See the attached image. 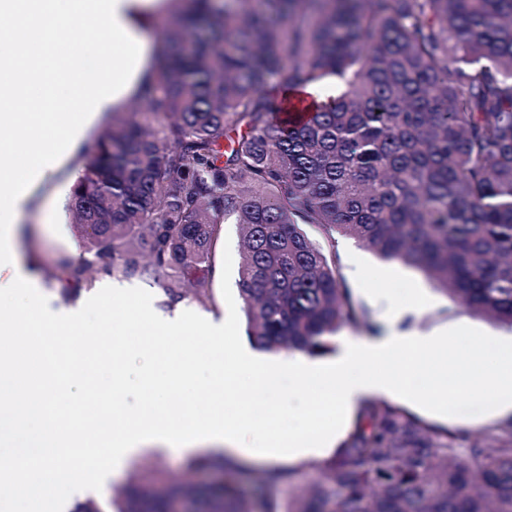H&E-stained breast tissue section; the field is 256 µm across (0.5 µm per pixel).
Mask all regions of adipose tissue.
<instances>
[{"label":"adipose tissue","mask_w":512,"mask_h":512,"mask_svg":"<svg viewBox=\"0 0 512 512\" xmlns=\"http://www.w3.org/2000/svg\"><path fill=\"white\" fill-rule=\"evenodd\" d=\"M159 0H0V128L8 138L1 151L21 160L0 171V303L15 313L0 315V512L38 502L72 512L88 494L102 493L148 448L191 453L229 449L252 455L268 449L269 459L297 465L330 442L312 428L270 434L263 425L229 421L219 407L237 400L246 372L270 389L288 378L302 390L323 388L334 408L350 412L376 395L411 397L424 384L437 401L449 387L494 399L500 416L512 415V348L490 346L495 371L474 374L468 353L447 334L430 338L388 332L357 341L344 339L329 364L303 357L268 359L243 343L225 345L233 330L224 320L190 319L182 305L155 312L131 289L114 282L107 289L81 291L70 303L53 304L41 294V279L23 256L21 222L64 161L76 157L88 126L121 99L138 91L151 75L147 14ZM89 40L75 52L61 49L59 27ZM121 309L138 327L136 340L107 331L98 343L60 337L47 311L59 321L79 322L97 306ZM214 348L213 381L202 386L212 408L180 424L167 411L171 394L193 387L199 356L167 342L184 335L186 323ZM139 344L153 352L145 367L146 398L141 415L123 419L118 399L127 383L129 350ZM110 378L100 394V372Z\"/></svg>","instance_id":"obj_1"}]
</instances>
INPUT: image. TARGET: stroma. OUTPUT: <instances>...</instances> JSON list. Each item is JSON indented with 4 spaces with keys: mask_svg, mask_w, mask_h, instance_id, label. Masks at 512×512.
Masks as SVG:
<instances>
[{
    "mask_svg": "<svg viewBox=\"0 0 512 512\" xmlns=\"http://www.w3.org/2000/svg\"><path fill=\"white\" fill-rule=\"evenodd\" d=\"M24 224L35 230L26 245V253L36 257L44 274V289L54 290L55 284L46 272L59 256L71 252L70 244L78 237L72 218L65 210L52 214L35 208L25 216ZM336 254L354 303L367 311L371 322L367 329L346 325L340 329V336L364 339L390 330L410 336H431L438 330L448 329L470 343L485 340L512 343V331L467 313L450 296L435 289L420 271L382 260L349 236H337ZM241 258L239 227L225 225L220 250L223 274L213 283L217 305L212 314L233 322L239 340L243 341L247 338L246 324L236 289ZM267 403L271 409L267 429L273 433L307 426L313 415L311 396L285 381L269 395ZM402 406L425 422L448 429L462 448L468 447L479 434L503 431L508 423L507 418L494 415L492 404L472 402L462 393L450 397L440 411L413 400L403 401Z\"/></svg>",
    "mask_w": 512,
    "mask_h": 512,
    "instance_id": "obj_1",
    "label": "stroma"
}]
</instances>
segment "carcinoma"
Masks as SVG:
<instances>
[{
    "label": "carcinoma",
    "mask_w": 512,
    "mask_h": 512,
    "mask_svg": "<svg viewBox=\"0 0 512 512\" xmlns=\"http://www.w3.org/2000/svg\"><path fill=\"white\" fill-rule=\"evenodd\" d=\"M169 2L158 81L112 113L72 186L83 253L50 272L62 301L108 276L157 286L168 307L213 309L232 223L246 333L267 352L320 355L341 327L370 328L336 264L338 234L512 330V0ZM329 77L343 89L307 121H276L272 79ZM226 470L237 479L193 482ZM175 498L190 512H512V421L458 448L373 399L308 467L257 477L198 453L79 512H169Z\"/></svg>",
    "instance_id": "cac0c4a2"
}]
</instances>
